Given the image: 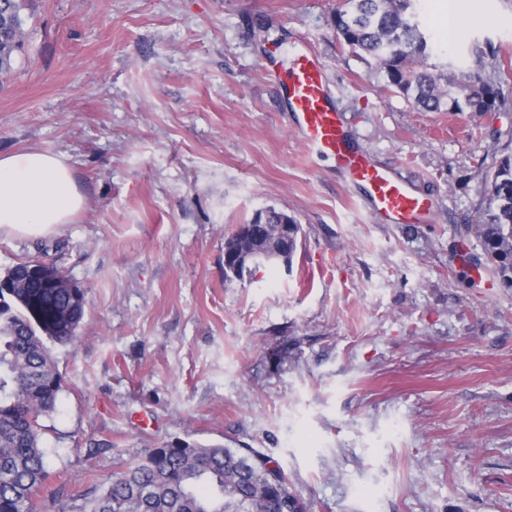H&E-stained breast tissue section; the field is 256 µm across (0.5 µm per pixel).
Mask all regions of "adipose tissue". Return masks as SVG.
Masks as SVG:
<instances>
[{"label": "adipose tissue", "instance_id": "adipose-tissue-1", "mask_svg": "<svg viewBox=\"0 0 512 512\" xmlns=\"http://www.w3.org/2000/svg\"><path fill=\"white\" fill-rule=\"evenodd\" d=\"M83 205L62 157L42 151L0 157V234H50L72 223Z\"/></svg>", "mask_w": 512, "mask_h": 512}]
</instances>
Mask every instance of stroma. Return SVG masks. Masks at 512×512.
Here are the masks:
<instances>
[{"label": "stroma", "mask_w": 512, "mask_h": 512, "mask_svg": "<svg viewBox=\"0 0 512 512\" xmlns=\"http://www.w3.org/2000/svg\"><path fill=\"white\" fill-rule=\"evenodd\" d=\"M344 0H32L0 81V155L64 156L85 205L49 235H0L87 288L42 420L61 507L190 442L252 448L310 512H512V288L472 227L512 153V101L427 112L342 43ZM444 54L512 78V0H456ZM307 42L379 166L434 206L376 220L295 134L273 48ZM274 208L302 228L291 268L224 275V239Z\"/></svg>", "instance_id": "35a3bbf8"}]
</instances>
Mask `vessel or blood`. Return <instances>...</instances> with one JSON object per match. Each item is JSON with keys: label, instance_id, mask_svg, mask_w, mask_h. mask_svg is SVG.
Returning a JSON list of instances; mask_svg holds the SVG:
<instances>
[{"label": "vessel or blood", "instance_id": "vessel-or-blood-1", "mask_svg": "<svg viewBox=\"0 0 512 512\" xmlns=\"http://www.w3.org/2000/svg\"><path fill=\"white\" fill-rule=\"evenodd\" d=\"M273 74L293 116L296 135L316 158L333 162L364 190L372 210L391 223L429 221L430 199L414 194L351 144L328 96L326 67L305 43H298Z\"/></svg>", "mask_w": 512, "mask_h": 512}]
</instances>
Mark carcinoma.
<instances>
[{
  "instance_id": "cac0c4a2",
  "label": "carcinoma",
  "mask_w": 512,
  "mask_h": 512,
  "mask_svg": "<svg viewBox=\"0 0 512 512\" xmlns=\"http://www.w3.org/2000/svg\"><path fill=\"white\" fill-rule=\"evenodd\" d=\"M30 0H0V78L25 50ZM334 26L343 43L384 70L387 86L431 112H497L503 81L466 71L459 59L432 63L417 0H346ZM487 207L476 233L499 280L512 288V155L486 176ZM87 289L45 288L20 276L0 307V512H40L60 501L34 495L50 476L41 420L56 409L62 376L46 342L73 344ZM71 512H307L284 471L252 448H148L72 506Z\"/></svg>"
}]
</instances>
